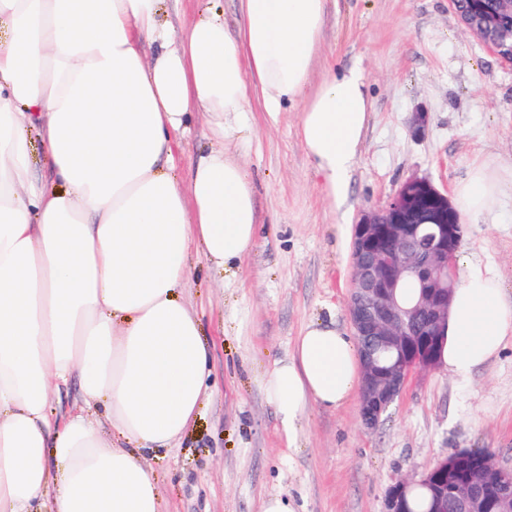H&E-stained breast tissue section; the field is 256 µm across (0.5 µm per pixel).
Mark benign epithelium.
I'll list each match as a JSON object with an SVG mask.
<instances>
[{"instance_id": "obj_1", "label": "benign epithelium", "mask_w": 512, "mask_h": 512, "mask_svg": "<svg viewBox=\"0 0 512 512\" xmlns=\"http://www.w3.org/2000/svg\"><path fill=\"white\" fill-rule=\"evenodd\" d=\"M472 12L481 19L473 27L478 38L493 30L497 38L487 48L512 63V24L507 25L484 0H471ZM429 227L422 231V225ZM463 224L448 193L425 177L407 178L385 207L364 212L352 231V286L349 315L355 335L368 341L362 348L365 377L360 396L362 418L374 426L404 389L416 370L436 366L420 350L432 331L448 319L456 288V257ZM405 278L415 279L420 299L411 307L399 301L396 291ZM393 361H380L376 348ZM472 456L469 450L453 455L420 473L394 483L387 491L385 512H410L406 492L413 485L432 492L428 512H448V499L457 493L454 479L458 464ZM462 512H512L508 486L485 487L478 497L464 500Z\"/></svg>"}]
</instances>
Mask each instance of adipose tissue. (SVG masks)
<instances>
[{"instance_id":"adipose-tissue-1","label":"adipose tissue","mask_w":512,"mask_h":512,"mask_svg":"<svg viewBox=\"0 0 512 512\" xmlns=\"http://www.w3.org/2000/svg\"><path fill=\"white\" fill-rule=\"evenodd\" d=\"M329 0H239L230 35L203 12L182 31L161 0H0V512H164L143 452L174 448L209 394L197 313L181 298L186 256L235 276L254 246V188L232 149L242 116L298 134L344 200L372 112L359 66L311 74ZM152 54H145V47ZM217 140L172 174L187 123ZM41 149L51 182L36 178ZM496 172L453 193L472 222L499 205ZM439 365L467 379L512 335V297L467 261L442 327ZM103 417L55 418L71 379ZM362 379L357 336L305 326L265 392L295 432L313 404L337 409ZM126 447L110 445L106 430Z\"/></svg>"}]
</instances>
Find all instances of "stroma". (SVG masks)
<instances>
[{
    "mask_svg": "<svg viewBox=\"0 0 512 512\" xmlns=\"http://www.w3.org/2000/svg\"><path fill=\"white\" fill-rule=\"evenodd\" d=\"M236 31L238 0H164L182 29L197 5ZM359 64L373 111L345 204L327 197L297 134L298 110L277 126L242 116L235 145L255 186L259 235L236 277L225 281L203 256L188 257L182 297L196 309L209 350L213 395L169 453L147 454L166 512H260L273 494L299 512H383L388 488L459 449L490 451L512 470V339L469 379L416 372L379 423L358 400L310 406L289 439L264 391L310 321L347 311L352 228L410 176L452 188L477 165L499 168V208L466 224L459 262L475 259L512 293V64L489 53L448 0H330L313 75ZM428 115L414 135L415 113Z\"/></svg>",
    "mask_w": 512,
    "mask_h": 512,
    "instance_id": "stroma-1",
    "label": "stroma"
}]
</instances>
